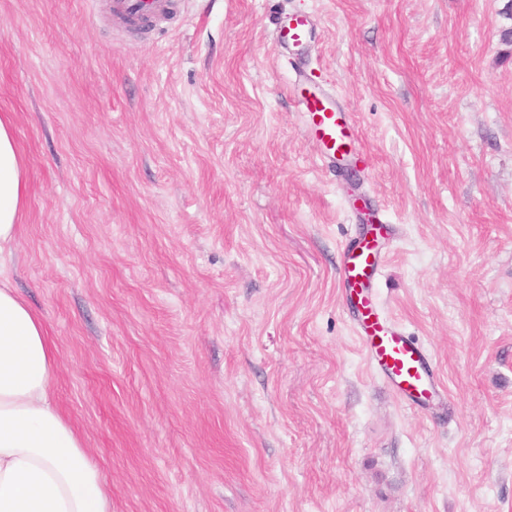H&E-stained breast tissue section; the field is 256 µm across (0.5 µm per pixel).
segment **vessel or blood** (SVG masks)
<instances>
[{"label":"vessel or blood","mask_w":512,"mask_h":512,"mask_svg":"<svg viewBox=\"0 0 512 512\" xmlns=\"http://www.w3.org/2000/svg\"><path fill=\"white\" fill-rule=\"evenodd\" d=\"M165 7L164 0H112L113 13L128 20L157 15ZM311 34L310 17L294 14L280 23L277 42L282 48L298 51L305 47ZM299 104L304 130L320 146L324 163L352 153V118L337 108L331 95L309 91L300 95ZM381 263L380 256L366 243L346 252L339 276L345 288L356 295L358 333L370 360L401 397L416 405L437 396L441 385L422 347L387 321L368 295Z\"/></svg>","instance_id":"obj_1"}]
</instances>
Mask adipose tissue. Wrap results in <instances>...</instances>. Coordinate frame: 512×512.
I'll list each match as a JSON object with an SVG mask.
<instances>
[{"mask_svg":"<svg viewBox=\"0 0 512 512\" xmlns=\"http://www.w3.org/2000/svg\"><path fill=\"white\" fill-rule=\"evenodd\" d=\"M27 171L0 113V255L16 241ZM58 357L45 324L0 281V512H112L103 476L51 398Z\"/></svg>","mask_w":512,"mask_h":512,"instance_id":"obj_1","label":"adipose tissue"}]
</instances>
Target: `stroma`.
<instances>
[{
	"mask_svg": "<svg viewBox=\"0 0 512 512\" xmlns=\"http://www.w3.org/2000/svg\"><path fill=\"white\" fill-rule=\"evenodd\" d=\"M314 20L299 55L279 22ZM512 0H0L28 192L6 277L112 512H512ZM351 112L320 165L300 76ZM444 394L411 407L354 330L344 248ZM165 0H113L112 12L128 20L155 16L164 11Z\"/></svg>",
	"mask_w": 512,
	"mask_h": 512,
	"instance_id": "35a3bbf8",
	"label": "stroma"
}]
</instances>
